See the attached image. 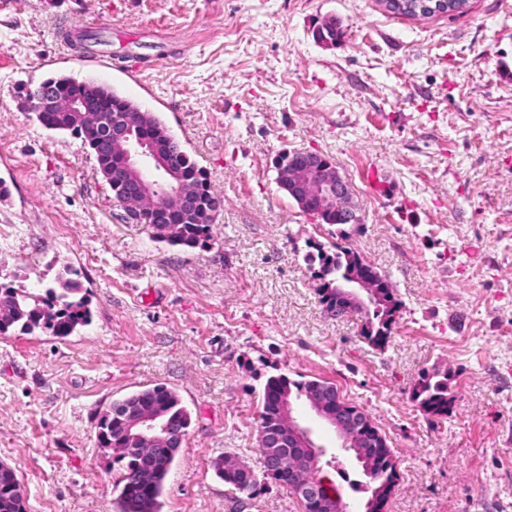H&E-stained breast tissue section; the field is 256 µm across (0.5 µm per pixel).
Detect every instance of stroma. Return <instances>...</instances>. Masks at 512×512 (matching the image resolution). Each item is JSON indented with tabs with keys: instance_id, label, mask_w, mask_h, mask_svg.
Instances as JSON below:
<instances>
[{
	"instance_id": "1",
	"label": "stroma",
	"mask_w": 512,
	"mask_h": 512,
	"mask_svg": "<svg viewBox=\"0 0 512 512\" xmlns=\"http://www.w3.org/2000/svg\"><path fill=\"white\" fill-rule=\"evenodd\" d=\"M336 20L341 44L315 31ZM100 34L93 51L63 32ZM91 77L156 112L223 207L208 248L128 219L80 140L38 123L22 85ZM327 157L357 221L325 224L279 188L285 151ZM384 188L373 191L368 171ZM0 273H75L92 320L65 338L0 336V463L25 512H115L118 466L96 438L113 401L161 384L191 413L161 512H302L259 468L269 376L318 377L369 415L398 458L385 512H512V0L404 17L382 0H0ZM358 251L401 308L382 348L319 301L311 243ZM448 378L439 419L412 401ZM352 512L354 458L305 406ZM214 468L225 483L239 492L252 495L257 490L259 483L255 471L238 459L224 455L216 459Z\"/></svg>"
}]
</instances>
